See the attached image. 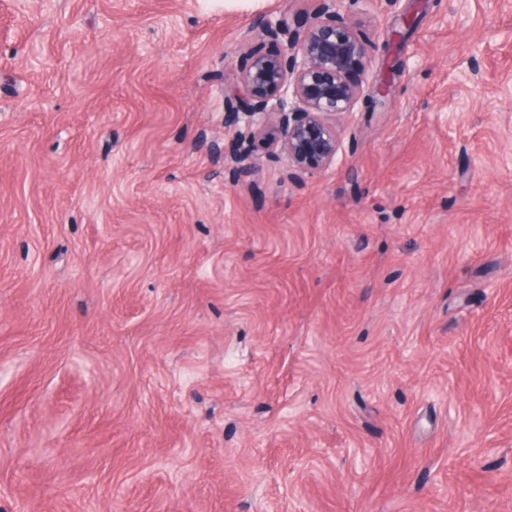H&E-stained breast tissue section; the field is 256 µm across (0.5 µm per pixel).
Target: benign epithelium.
I'll list each match as a JSON object with an SVG mask.
<instances>
[{"mask_svg":"<svg viewBox=\"0 0 512 512\" xmlns=\"http://www.w3.org/2000/svg\"><path fill=\"white\" fill-rule=\"evenodd\" d=\"M316 2L302 32L286 11L267 19L263 35L280 41L282 53L251 49L236 82L224 89V127L233 135L224 158L239 179L254 174L247 159L260 143L283 159L288 180L299 183L336 163L337 121L358 102L369 112L389 104L388 82L366 90L354 77L367 50L341 14L343 0Z\"/></svg>","mask_w":512,"mask_h":512,"instance_id":"benign-epithelium-1","label":"benign epithelium"}]
</instances>
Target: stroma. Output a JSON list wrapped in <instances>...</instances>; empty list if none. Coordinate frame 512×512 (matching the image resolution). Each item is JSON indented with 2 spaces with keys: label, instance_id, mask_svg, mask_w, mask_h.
Returning a JSON list of instances; mask_svg holds the SVG:
<instances>
[{
  "label": "stroma",
  "instance_id": "35a3bbf8",
  "mask_svg": "<svg viewBox=\"0 0 512 512\" xmlns=\"http://www.w3.org/2000/svg\"><path fill=\"white\" fill-rule=\"evenodd\" d=\"M314 8L0 0V512H512V0H348L391 107L235 179Z\"/></svg>",
  "mask_w": 512,
  "mask_h": 512
}]
</instances>
